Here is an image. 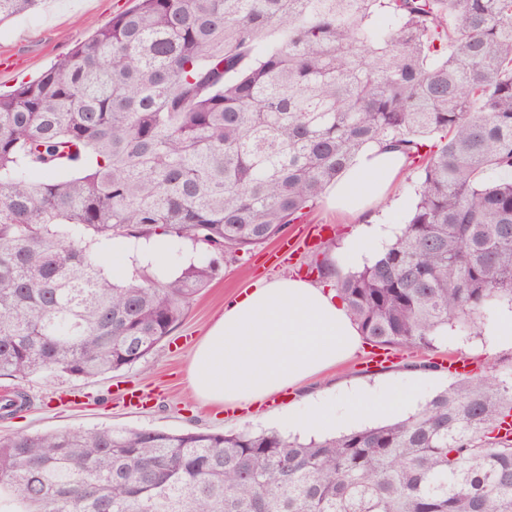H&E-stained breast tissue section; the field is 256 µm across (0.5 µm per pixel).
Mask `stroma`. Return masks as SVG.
Instances as JSON below:
<instances>
[{
    "label": "stroma",
    "mask_w": 512,
    "mask_h": 512,
    "mask_svg": "<svg viewBox=\"0 0 512 512\" xmlns=\"http://www.w3.org/2000/svg\"><path fill=\"white\" fill-rule=\"evenodd\" d=\"M131 5L132 0H43L35 13L1 22L0 90L9 91L38 76ZM415 186L407 174H400L385 201L356 218L337 213L328 208L325 200H318L305 223L288 225L282 237L225 256L219 275L194 298L181 323L158 350L123 371L92 379L85 385L64 375L25 380L0 377V392L20 388L31 398L30 407L18 416L0 417V438L56 428L105 426L175 433L275 430L288 436L292 433V420L310 410L311 399L332 400L344 388L374 386L427 401L452 381L446 368L452 357L468 359L477 367L496 366L500 377L512 378V348L495 346L492 341V327L501 315L499 309L493 308L481 329L470 334L449 329L432 349L394 348L393 363L381 369L366 367L370 347L362 345L344 363L285 392L258 414L201 404L190 389L191 352L225 306L261 280L275 276L297 275L316 282L317 276L309 268L326 258L345 271L360 268V261L353 255L355 235L362 225L374 219L402 228L408 209L415 202ZM328 239L335 240L337 247L327 254L321 243ZM285 241L291 245L288 254L276 256V249ZM425 360L438 362V369L414 370V363ZM121 387L151 393V409L125 410L117 393ZM72 391L79 394L76 402L59 403L60 394Z\"/></svg>",
    "instance_id": "35a3bbf8"
}]
</instances>
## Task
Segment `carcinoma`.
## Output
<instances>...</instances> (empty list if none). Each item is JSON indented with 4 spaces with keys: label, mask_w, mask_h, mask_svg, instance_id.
Returning <instances> with one entry per match:
<instances>
[{
    "label": "carcinoma",
    "mask_w": 512,
    "mask_h": 512,
    "mask_svg": "<svg viewBox=\"0 0 512 512\" xmlns=\"http://www.w3.org/2000/svg\"><path fill=\"white\" fill-rule=\"evenodd\" d=\"M42 0H0V23ZM373 143L419 177L401 233L332 279L367 344L432 349L512 305V0H137L0 96V375L156 351L218 258L279 236ZM209 259L109 276L116 239ZM512 384L471 370L405 419L0 440L14 512H512Z\"/></svg>",
    "instance_id": "cac0c4a2"
}]
</instances>
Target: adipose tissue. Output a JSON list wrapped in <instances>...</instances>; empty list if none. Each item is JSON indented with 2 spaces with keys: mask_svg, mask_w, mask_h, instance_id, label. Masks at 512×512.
Here are the masks:
<instances>
[{
  "mask_svg": "<svg viewBox=\"0 0 512 512\" xmlns=\"http://www.w3.org/2000/svg\"><path fill=\"white\" fill-rule=\"evenodd\" d=\"M403 167L398 152L372 148L328 186L327 199L337 209L364 213L384 198ZM165 256L164 238L136 248L119 239L112 246V272L126 276L137 264L164 276ZM361 342L331 283L314 285L292 276L265 280L242 293L209 326L193 351L188 380L204 402L255 408L348 359ZM407 404L406 398L363 388L351 392L345 413L322 404L302 416L299 426L308 431L342 428L357 419L391 416Z\"/></svg>",
  "mask_w": 512,
  "mask_h": 512,
  "instance_id": "1",
  "label": "adipose tissue"
}]
</instances>
